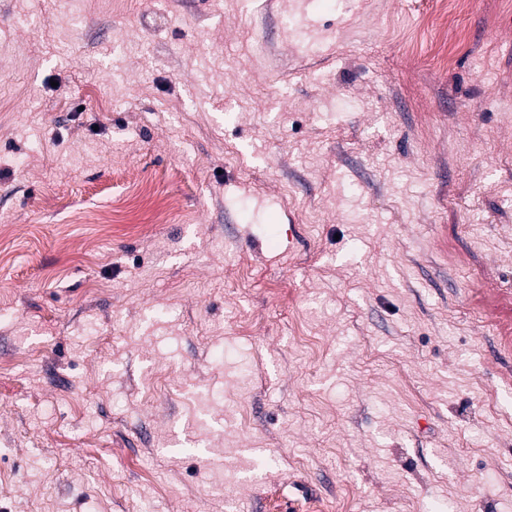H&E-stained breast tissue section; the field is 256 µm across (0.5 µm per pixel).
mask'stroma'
Here are the masks:
<instances>
[{
  "mask_svg": "<svg viewBox=\"0 0 512 512\" xmlns=\"http://www.w3.org/2000/svg\"><path fill=\"white\" fill-rule=\"evenodd\" d=\"M439 7L0 0V512H512V0Z\"/></svg>",
  "mask_w": 512,
  "mask_h": 512,
  "instance_id": "1",
  "label": "stroma"
}]
</instances>
